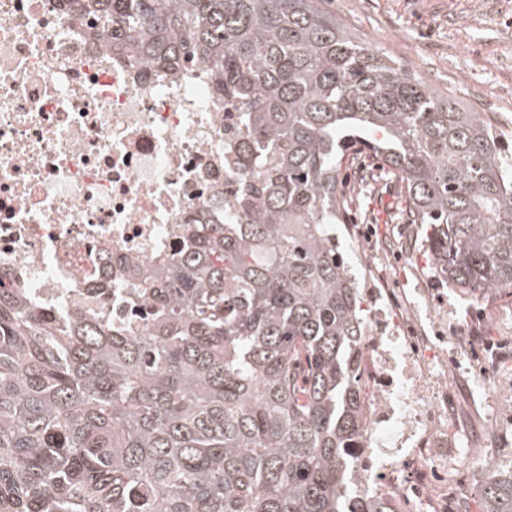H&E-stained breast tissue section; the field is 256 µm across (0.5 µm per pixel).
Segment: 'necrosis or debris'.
Instances as JSON below:
<instances>
[{
    "label": "necrosis or debris",
    "mask_w": 512,
    "mask_h": 512,
    "mask_svg": "<svg viewBox=\"0 0 512 512\" xmlns=\"http://www.w3.org/2000/svg\"><path fill=\"white\" fill-rule=\"evenodd\" d=\"M224 118L203 61L169 71L113 52L69 0H0V286L131 318L120 289L176 260L224 192ZM368 317L355 483L448 512L449 471L479 452L459 445L448 393L466 349L413 311Z\"/></svg>",
    "instance_id": "1"
}]
</instances>
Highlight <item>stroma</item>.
<instances>
[{"mask_svg":"<svg viewBox=\"0 0 512 512\" xmlns=\"http://www.w3.org/2000/svg\"><path fill=\"white\" fill-rule=\"evenodd\" d=\"M348 31L429 85L483 113L512 144V0H330ZM349 223L336 227L351 271L369 288H399V306L416 305L425 322L447 313L450 336L486 338L512 327V290L474 298L435 277L422 225L409 223L401 180L371 161L343 168ZM468 373L452 379L462 429L512 455V424L499 427Z\"/></svg>","mask_w":512,"mask_h":512,"instance_id":"stroma-1","label":"stroma"}]
</instances>
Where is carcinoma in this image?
<instances>
[{
	"instance_id": "cac0c4a2",
	"label": "carcinoma",
	"mask_w": 512,
	"mask_h": 512,
	"mask_svg": "<svg viewBox=\"0 0 512 512\" xmlns=\"http://www.w3.org/2000/svg\"><path fill=\"white\" fill-rule=\"evenodd\" d=\"M80 2L114 51L204 59L238 114L232 181L191 251L130 289L136 327L0 288V512H390L353 484L368 318L340 167L360 144L399 175L433 269L476 295L512 288V152L327 0ZM481 494L512 512V464Z\"/></svg>"
}]
</instances>
